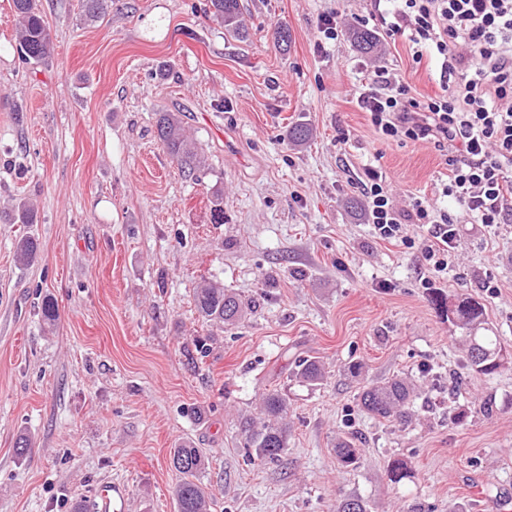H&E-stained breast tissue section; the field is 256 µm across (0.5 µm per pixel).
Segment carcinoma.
Returning a JSON list of instances; mask_svg holds the SVG:
<instances>
[{
	"mask_svg": "<svg viewBox=\"0 0 512 512\" xmlns=\"http://www.w3.org/2000/svg\"><path fill=\"white\" fill-rule=\"evenodd\" d=\"M13 7L20 19L17 30V50L23 63H42L51 56V40L45 22L37 8L36 0H13ZM211 14L224 26V30L236 39H245L247 31L240 26L239 0H210ZM351 40L357 51L364 55L377 54L382 45L376 33L367 28H354ZM156 132L163 148L177 165L186 179L197 178L203 167V160L189 140L179 114L162 111L156 113ZM311 136V128L303 122H295L288 127L285 138L288 143L300 146ZM38 253V244L29 237H23L16 244L15 256L19 264H32ZM195 304L198 313L205 319L233 325L242 315L243 305L224 286L213 282H203L196 289ZM437 306L446 312L448 320L465 333L467 356L470 365L483 375L494 374L502 365L500 353L504 351L499 337L493 335L486 319L484 305L470 297H461L453 310H448L447 302L436 299ZM294 376L308 384H319L325 372L318 361L303 358L296 362ZM412 394L411 384L394 378L365 389L360 396V405L367 412L383 419L406 418V409ZM264 410L269 418L267 424L255 428L245 422V457L251 464H275L281 461L287 448L288 426L285 418L288 403L276 391L267 393ZM336 458L345 467H356L359 452L353 442L340 439L336 442ZM170 463L178 474L173 488L177 512H211L212 498L201 482L200 475L205 470L206 456L202 449L182 445L171 451ZM410 474L408 462L403 458L393 459L387 467L389 481L400 483ZM337 512H368L367 502L359 496H350L340 501Z\"/></svg>",
	"mask_w": 512,
	"mask_h": 512,
	"instance_id": "1",
	"label": "carcinoma"
}]
</instances>
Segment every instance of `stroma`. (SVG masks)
<instances>
[{
    "mask_svg": "<svg viewBox=\"0 0 512 512\" xmlns=\"http://www.w3.org/2000/svg\"><path fill=\"white\" fill-rule=\"evenodd\" d=\"M240 3L244 41L209 0H112L97 19L85 0H39L53 52L29 65L0 0V512H73L108 483L125 512H177L169 453L184 443L207 452L212 512H336L354 495L369 512H512L495 504L512 496V219L461 225L427 289L417 248L378 240L363 214L367 164L397 206L444 203L433 144L383 142L357 105L379 67L435 94L436 63L414 62L400 36L381 35L376 58L355 49L350 30L388 0ZM332 12L342 35L317 47ZM280 22L285 53L270 38ZM161 110L181 113L200 184L158 140ZM297 121L312 136L292 146L283 134ZM22 198L35 223H12ZM24 236L39 246L28 267L14 257ZM204 278L247 302L239 323L198 313ZM439 295L483 303L509 353L496 373L469 367ZM304 357L324 367L321 384L293 378ZM395 376L415 386L403 424L359 404ZM271 390L288 398V447L253 465L240 425H262ZM341 437L357 468L337 461ZM394 457L411 469L396 485Z\"/></svg>",
    "mask_w": 512,
    "mask_h": 512,
    "instance_id": "1",
    "label": "stroma"
}]
</instances>
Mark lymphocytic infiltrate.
Listing matches in <instances>:
<instances>
[{"instance_id": "1", "label": "lymphocytic infiltrate", "mask_w": 512, "mask_h": 512, "mask_svg": "<svg viewBox=\"0 0 512 512\" xmlns=\"http://www.w3.org/2000/svg\"><path fill=\"white\" fill-rule=\"evenodd\" d=\"M377 21L414 45V61L428 55L439 67L434 95H414L381 67L357 98L385 141L432 143L448 168L441 194L450 211L422 196L397 209L386 174L374 167L361 182L377 238L419 246L426 286L447 274L460 225L490 227L512 216V0H398ZM413 225L426 228V238L415 241Z\"/></svg>"}]
</instances>
